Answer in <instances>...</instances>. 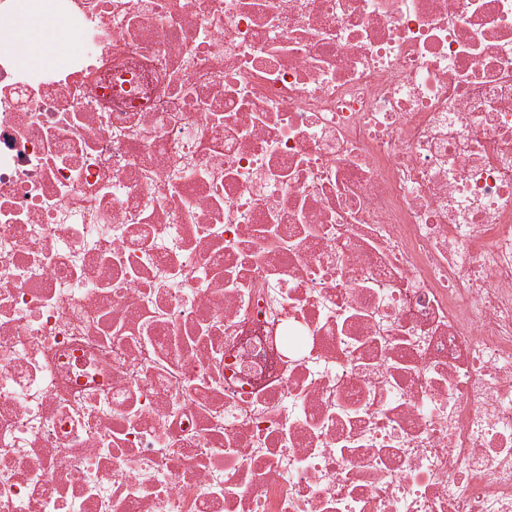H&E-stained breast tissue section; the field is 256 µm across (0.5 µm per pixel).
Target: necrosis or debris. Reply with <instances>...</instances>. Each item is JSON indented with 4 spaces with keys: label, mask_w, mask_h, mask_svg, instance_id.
<instances>
[{
    "label": "necrosis or debris",
    "mask_w": 512,
    "mask_h": 512,
    "mask_svg": "<svg viewBox=\"0 0 512 512\" xmlns=\"http://www.w3.org/2000/svg\"><path fill=\"white\" fill-rule=\"evenodd\" d=\"M42 6L0 512H512V0ZM21 2L19 16L2 23V27L14 33L16 46L29 61L43 63L62 60L68 41V29L63 20L40 12L34 0ZM66 23L71 42L64 58L80 49V43L73 36V24L69 21Z\"/></svg>",
    "instance_id": "4bbe7bcc"
}]
</instances>
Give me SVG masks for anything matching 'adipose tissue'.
<instances>
[{
    "mask_svg": "<svg viewBox=\"0 0 512 512\" xmlns=\"http://www.w3.org/2000/svg\"><path fill=\"white\" fill-rule=\"evenodd\" d=\"M6 30L12 31L17 47L34 63L62 60L68 29L63 20L40 12L35 0H22L18 17L5 22Z\"/></svg>",
    "mask_w": 512,
    "mask_h": 512,
    "instance_id": "ef3b65f1",
    "label": "adipose tissue"
}]
</instances>
